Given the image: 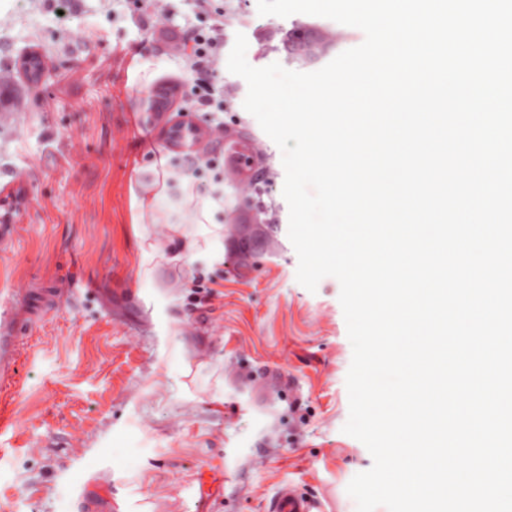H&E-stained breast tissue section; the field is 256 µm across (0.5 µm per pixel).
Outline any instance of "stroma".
<instances>
[{
	"mask_svg": "<svg viewBox=\"0 0 512 512\" xmlns=\"http://www.w3.org/2000/svg\"><path fill=\"white\" fill-rule=\"evenodd\" d=\"M255 67L303 62L258 42L305 17L260 15L239 0ZM44 65L28 79L26 56ZM225 113L266 157L275 222L234 233L248 200L220 151L160 180L167 121L193 82L139 22L135 0H0V311L28 325L18 374L0 389V512H267L281 484L321 512H356L346 488L371 468L349 417L352 361L340 283L296 280L278 146L219 66ZM182 225L172 237L169 227ZM223 237L207 245L210 225ZM24 289L16 297L14 289Z\"/></svg>",
	"mask_w": 512,
	"mask_h": 512,
	"instance_id": "stroma-1",
	"label": "stroma"
}]
</instances>
